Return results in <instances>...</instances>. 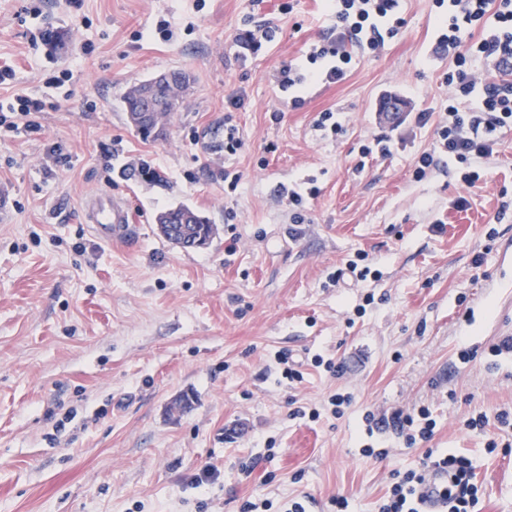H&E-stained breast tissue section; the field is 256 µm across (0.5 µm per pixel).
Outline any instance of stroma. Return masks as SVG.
<instances>
[{"label":"stroma","instance_id":"1","mask_svg":"<svg viewBox=\"0 0 512 512\" xmlns=\"http://www.w3.org/2000/svg\"><path fill=\"white\" fill-rule=\"evenodd\" d=\"M400 12L380 53L354 58L339 83L303 86L295 109L275 74L335 36L318 0H0V67L15 71L0 99L51 102L39 131L0 132V512H240L249 498L279 512L304 495L309 512H333L335 498L377 512L394 473L429 450L471 461L479 512H512V429L494 420L512 411V356L491 354L512 337V127L492 156H441L413 178L436 138L414 116L442 112L450 62L430 50L432 0ZM250 20L275 37L244 53L235 36ZM63 69L66 87H47ZM172 69L192 84L165 136L143 137L122 97ZM391 95L407 105L394 126L377 116ZM325 111L342 134L316 129ZM228 116L245 142L231 157ZM381 135L393 153L362 157ZM286 187L306 197L304 224ZM101 191L137 214L127 240L82 224ZM178 203L215 224L208 248L159 235L154 214ZM360 252L370 278L329 282ZM284 351L302 381L283 378ZM317 354L337 373L314 367ZM336 393L353 397L338 418ZM185 395L191 407L175 409ZM422 406L436 421L425 443L365 432L366 411ZM479 412L489 424L464 429Z\"/></svg>","mask_w":512,"mask_h":512}]
</instances>
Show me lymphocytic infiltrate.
Returning a JSON list of instances; mask_svg holds the SVG:
<instances>
[{
	"label": "lymphocytic infiltrate",
	"instance_id": "f902f5d3",
	"mask_svg": "<svg viewBox=\"0 0 512 512\" xmlns=\"http://www.w3.org/2000/svg\"><path fill=\"white\" fill-rule=\"evenodd\" d=\"M433 51L449 56L448 104L436 121L433 150L414 161L413 176H426L435 153L457 162L492 155L493 131L512 126V0H434ZM336 36L313 46L308 67L289 66L277 77L280 89L303 83H337L345 79L353 50L374 53L396 37L405 24L399 0H336ZM367 433L391 432L408 445L428 441L436 426L428 408L413 412H366ZM446 472L443 497L450 512H474L479 503L471 462L453 453L425 454L420 470L407 471L393 483L378 512H420L417 485L429 475Z\"/></svg>",
	"mask_w": 512,
	"mask_h": 512
}]
</instances>
